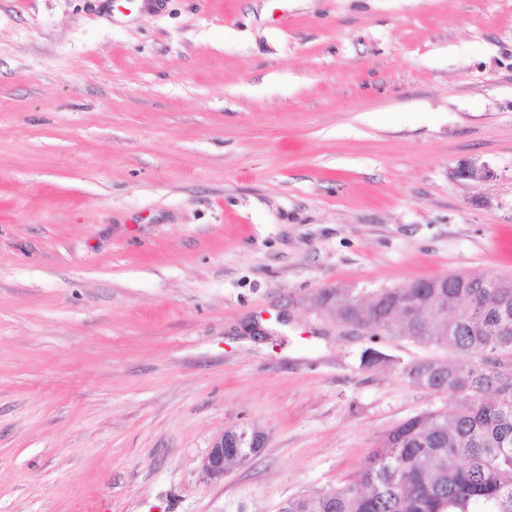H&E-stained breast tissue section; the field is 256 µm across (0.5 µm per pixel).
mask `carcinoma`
Instances as JSON below:
<instances>
[{"label": "carcinoma", "instance_id": "1", "mask_svg": "<svg viewBox=\"0 0 512 512\" xmlns=\"http://www.w3.org/2000/svg\"><path fill=\"white\" fill-rule=\"evenodd\" d=\"M327 293L321 303L332 316L362 326L372 342L394 333L465 359L458 369L434 359L401 368L415 387L463 402L399 424L352 479L291 497L286 512H512V276L466 274L438 297L416 288L409 305L395 301L390 288ZM461 295L471 310L459 319ZM257 453L228 450L224 469Z\"/></svg>", "mask_w": 512, "mask_h": 512}]
</instances>
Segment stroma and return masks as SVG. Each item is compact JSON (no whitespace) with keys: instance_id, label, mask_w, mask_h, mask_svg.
<instances>
[{"instance_id":"obj_1","label":"stroma","mask_w":512,"mask_h":512,"mask_svg":"<svg viewBox=\"0 0 512 512\" xmlns=\"http://www.w3.org/2000/svg\"><path fill=\"white\" fill-rule=\"evenodd\" d=\"M469 273L512 275V0H0V512L351 479L451 354L365 366L311 296ZM242 443V439L236 433L227 434L226 436L223 433L216 438L203 459L202 468L205 474L212 480H223L226 471L247 462L264 445L263 439L254 440L250 444L254 448H240ZM224 448H234V450L224 451Z\"/></svg>"}]
</instances>
